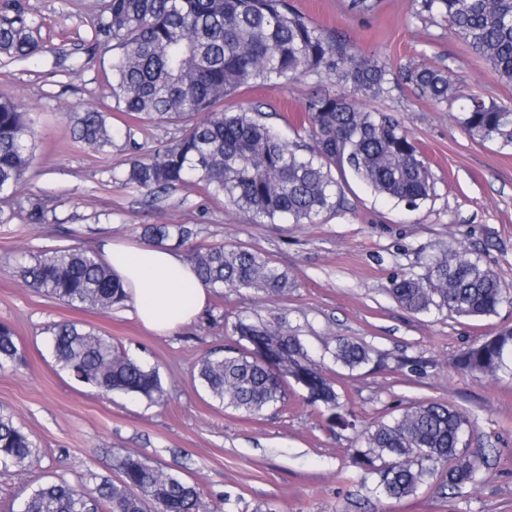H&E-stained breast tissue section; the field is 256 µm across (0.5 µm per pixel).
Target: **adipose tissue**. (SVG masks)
Listing matches in <instances>:
<instances>
[{
  "mask_svg": "<svg viewBox=\"0 0 512 512\" xmlns=\"http://www.w3.org/2000/svg\"><path fill=\"white\" fill-rule=\"evenodd\" d=\"M112 271L127 291L136 316L150 330L169 334L191 322L206 306L209 288L187 257L155 245L108 241Z\"/></svg>",
  "mask_w": 512,
  "mask_h": 512,
  "instance_id": "adipose-tissue-1",
  "label": "adipose tissue"
}]
</instances>
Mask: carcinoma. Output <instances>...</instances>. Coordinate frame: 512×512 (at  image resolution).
Segmentation results:
<instances>
[{
    "label": "carcinoma",
    "mask_w": 512,
    "mask_h": 512,
    "mask_svg": "<svg viewBox=\"0 0 512 512\" xmlns=\"http://www.w3.org/2000/svg\"><path fill=\"white\" fill-rule=\"evenodd\" d=\"M96 38L112 47L113 109L137 122L165 120L180 135L147 157L135 158L123 182L157 196L191 186L224 198L254 224H312L341 202L334 171L353 175L375 194L417 208L434 192L427 162L402 123L381 110H366L328 88L305 101L307 146L290 142L252 108L224 112L218 104L240 87L274 85L304 76L326 78L364 100L388 96L391 69L363 55L345 39L312 24L289 0H104ZM417 15L440 18L474 49L498 79L512 84V0H420ZM42 46L19 17L0 23V56L26 61ZM432 102L453 103L448 71L421 65L401 74ZM473 139L512 148V108L492 98L471 97L454 115ZM74 135L98 151L112 145L111 114L87 108L76 113ZM34 131L29 114L0 97V224L20 215L44 224L37 198L17 205L32 162ZM144 235L157 244L189 239L182 224H154ZM188 257L213 292L253 289L284 295L288 271L242 246H206ZM26 286L73 308L105 310L127 300L112 265L92 251L57 248L19 266ZM389 292L413 314L444 310L460 317L497 313L507 288L479 261L446 257L430 261L423 276L394 279ZM235 333L246 344L200 360L197 377L208 395L226 408L257 415L287 398L288 384L271 375L259 357L263 347L288 361L314 403L340 416L333 382L295 336L280 326L240 318ZM56 366L72 380L99 392L154 402L164 395L159 370L121 352L83 325L65 321L52 330ZM340 366L359 370L372 362L363 344L340 341L332 352ZM10 325L0 323V368L22 362ZM512 361V329L464 350L457 366L494 376ZM469 417L450 404L421 403L389 423L366 431L356 464L379 476L377 488L402 498L436 475L453 490L475 477V462L462 448ZM37 455L31 435L0 414V465L27 470ZM118 478L92 476L75 486L65 480L32 490L22 512H215L199 489L146 458L127 452L116 458Z\"/></svg>",
    "instance_id": "carcinoma-1"
}]
</instances>
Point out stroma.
Segmentation results:
<instances>
[{"label": "stroma", "instance_id": "obj_1", "mask_svg": "<svg viewBox=\"0 0 512 512\" xmlns=\"http://www.w3.org/2000/svg\"><path fill=\"white\" fill-rule=\"evenodd\" d=\"M314 25L339 32L363 54L392 70L420 65L447 69L457 105L437 104L404 84L364 108L399 118L431 166L433 195L411 210L374 194L351 175L339 176L343 203L313 224H254L223 200L179 186L147 197L123 184L131 158L170 142L176 125L148 123L135 146L115 140L92 151L73 137L71 112H107L106 74L112 53L96 43L103 0H0V20L23 15L44 45L36 59L0 64V97L28 108L35 129L33 161L23 195L39 197L44 224H0V322L12 325L25 362L0 370V413L30 432L38 454L19 474L0 466V512H21L37 485L90 476L117 478L114 457L134 452L198 484L221 512H512V369L496 376L462 372L458 355L484 337L512 327V304L492 316L464 319L445 312L412 314L388 292L397 277L426 272L445 255L479 260L512 289V149L474 141L454 120L458 104L489 96L512 107V85L500 83L478 53L445 23L422 20L415 0H377L360 17L348 0H291ZM78 62V75L63 65ZM318 81L303 77L242 87L224 100L235 112L260 108L268 124L297 140L303 104ZM150 224H182L186 254L207 245L244 246L288 271L283 296L261 291L210 294L192 322L167 336L145 327L130 305L82 310L27 287L18 263L59 247L100 252L104 242H143ZM281 323L333 379L351 426L334 424L323 405L291 385L284 405L261 415L224 407L197 379L200 359L237 347L238 318ZM83 322L131 357L158 367L162 401L102 395L56 366L51 328ZM370 346L358 371L336 364L338 341ZM438 402L464 411L473 427L463 438L477 480L457 490L433 479L416 494L394 499L376 490L378 476L355 464L365 428L398 418L415 404Z\"/></svg>", "mask_w": 512, "mask_h": 512}]
</instances>
